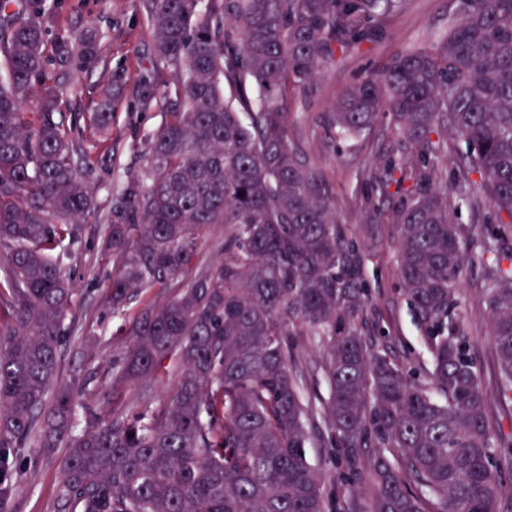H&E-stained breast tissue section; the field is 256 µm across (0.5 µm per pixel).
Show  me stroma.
Wrapping results in <instances>:
<instances>
[{"label": "stroma", "mask_w": 512, "mask_h": 512, "mask_svg": "<svg viewBox=\"0 0 512 512\" xmlns=\"http://www.w3.org/2000/svg\"><path fill=\"white\" fill-rule=\"evenodd\" d=\"M65 3L56 18V29L64 31L98 20L105 32L97 67L86 74L60 79L67 110L92 112L104 86L114 81L121 86L107 142L98 143L88 132L83 135L82 148L93 165L90 186L97 211L87 218L82 240L66 246L63 256V266L72 276L75 292L65 321L68 339L61 376L63 380L76 378L87 385L88 392L76 415L83 424L90 414L109 411V396L106 389L99 387L98 377L121 357L128 344L123 318L112 315L104 304L112 280V262L101 253L99 229L118 204L126 183L145 181L151 138L165 119V107L158 97V67L144 0ZM456 9L457 0H406L401 11L385 20L381 40L363 45L359 54L322 65L313 81L289 92L292 146L321 180L339 226L354 244V276L369 291L361 335L368 346L392 351L421 377L429 369L424 332L401 287L396 260L398 228L385 216L397 198L382 194L378 188L389 154L396 151L407 157L411 150L386 119L379 120L354 142L334 141L328 127L336 103L367 69H380L399 53L445 31ZM439 165L448 193L456 200L454 220L467 230L471 244L467 273L450 313L461 320L482 385L492 393L499 380V367L483 301L492 258L474 246L490 207L482 203L476 208L471 204L472 199L482 198L483 191L479 176L468 169L462 139L449 136L448 152L440 156ZM374 205L380 206L384 216L370 223L366 212ZM323 359L324 349L319 343L298 337L295 360L311 376L303 395L324 403L329 387L322 372ZM314 427L318 438L307 447L306 456L322 469L325 482L334 493L327 512H366L370 488L365 462L371 449H355L354 461H347L320 440L319 435L325 430L323 415H316ZM64 454V449L58 448L49 457L38 451L27 457L11 495L9 512H53L58 492L57 466Z\"/></svg>", "instance_id": "1"}]
</instances>
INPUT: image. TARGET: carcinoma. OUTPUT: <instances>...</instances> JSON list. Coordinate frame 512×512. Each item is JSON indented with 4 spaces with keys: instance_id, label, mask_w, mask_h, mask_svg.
Masks as SVG:
<instances>
[{
    "instance_id": "obj_1",
    "label": "carcinoma",
    "mask_w": 512,
    "mask_h": 512,
    "mask_svg": "<svg viewBox=\"0 0 512 512\" xmlns=\"http://www.w3.org/2000/svg\"><path fill=\"white\" fill-rule=\"evenodd\" d=\"M403 2L146 0L174 108L151 142L150 183L127 184L101 250L116 264L113 314L142 288L171 295L127 322L133 341L104 375L112 412L78 432L77 393L60 377L73 292L60 255L95 211L84 125L106 132L117 93L105 89L88 117L61 115L58 76L96 65L101 27L53 29L62 0H0V505L33 449L65 448L54 512H326L325 479L305 454L317 407L302 395L299 336L326 343L325 443L374 449L368 512H501L512 499V435L492 429V395L449 314L466 229L436 163L445 132L462 138L492 210L483 297L495 396L511 407L512 0H458L443 36L366 71L332 115L340 139L384 113L413 150L415 173L391 157L381 188L400 195L398 268L429 382L363 343L353 246L290 141L288 89L372 42ZM34 98L32 122L23 106ZM213 224L224 225L223 260L185 284ZM172 371L175 385L154 394Z\"/></svg>"
}]
</instances>
